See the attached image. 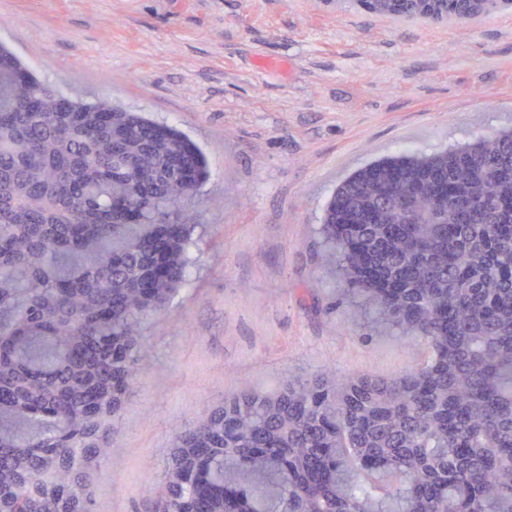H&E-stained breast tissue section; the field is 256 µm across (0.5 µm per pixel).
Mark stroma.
I'll list each match as a JSON object with an SVG mask.
<instances>
[{
    "instance_id": "1",
    "label": "stroma",
    "mask_w": 512,
    "mask_h": 512,
    "mask_svg": "<svg viewBox=\"0 0 512 512\" xmlns=\"http://www.w3.org/2000/svg\"><path fill=\"white\" fill-rule=\"evenodd\" d=\"M41 79L187 133L208 177L189 280L145 323L95 512H150L177 436L243 389L392 380L429 358L325 264L324 209L365 164L512 129V10L394 22L336 0H0Z\"/></svg>"
}]
</instances>
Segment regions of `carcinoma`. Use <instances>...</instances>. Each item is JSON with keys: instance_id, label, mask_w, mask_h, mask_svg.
I'll list each match as a JSON object with an SVG mask.
<instances>
[{"instance_id": "1", "label": "carcinoma", "mask_w": 512, "mask_h": 512, "mask_svg": "<svg viewBox=\"0 0 512 512\" xmlns=\"http://www.w3.org/2000/svg\"><path fill=\"white\" fill-rule=\"evenodd\" d=\"M394 21L467 22L512 0H356ZM180 130L73 99L0 44V499L56 512L52 479L94 512L95 415L137 377L142 325L184 283L206 178ZM327 250L351 292L432 358L389 382L293 379L200 416L194 484L169 461L155 502L196 512H512V131L374 160L336 188ZM59 462L50 460L49 468L43 473L31 476L21 487V490L31 498L55 497L57 488L53 483L50 472L57 467Z\"/></svg>"}]
</instances>
